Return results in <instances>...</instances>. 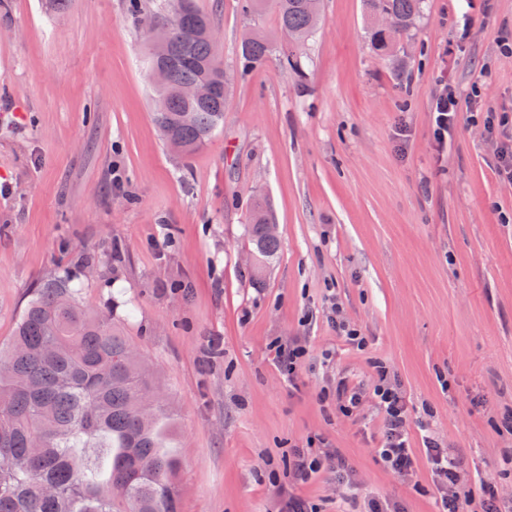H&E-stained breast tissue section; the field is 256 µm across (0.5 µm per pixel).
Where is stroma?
I'll use <instances>...</instances> for the list:
<instances>
[{
  "label": "stroma",
  "mask_w": 512,
  "mask_h": 512,
  "mask_svg": "<svg viewBox=\"0 0 512 512\" xmlns=\"http://www.w3.org/2000/svg\"><path fill=\"white\" fill-rule=\"evenodd\" d=\"M163 0H0V342L66 277L113 307L177 416L182 512H440L423 444L460 459L468 512L512 500V0H426L393 53L363 0H323L289 69L273 0H196L236 69L244 31L274 49L235 76L224 125L190 158L153 121L145 17ZM459 100L437 149L432 107ZM121 188L112 185L113 175ZM279 252L257 264L249 204ZM302 346L284 373L273 341ZM363 388L356 408L339 380ZM396 389L414 456L379 457L374 391ZM337 449L349 475L288 476ZM376 24L380 27L390 28V20L385 15H378L376 17ZM377 25L369 23L368 36L371 43L381 51L383 54H387L394 49L396 41H389L385 37V32Z\"/></svg>",
  "instance_id": "1"
}]
</instances>
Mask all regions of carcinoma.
Segmentation results:
<instances>
[{
    "label": "carcinoma",
    "mask_w": 512,
    "mask_h": 512,
    "mask_svg": "<svg viewBox=\"0 0 512 512\" xmlns=\"http://www.w3.org/2000/svg\"><path fill=\"white\" fill-rule=\"evenodd\" d=\"M424 0H365L367 16L387 14L408 34ZM278 27L288 40L290 69H301L293 47L316 33L320 17L303 0H275ZM170 33L165 79L155 82L154 122L161 139L181 140L189 156L224 124L231 76L207 36L214 25L194 0H165L156 15ZM193 32L185 40L182 32ZM384 54L395 42L369 24ZM272 44L253 36L239 46L238 76L261 65ZM208 81L206 100L178 90ZM268 203L254 198L248 230L259 260L272 259L279 241L267 229ZM124 336L113 309H87L79 289L52 279L35 289L14 336L0 344V512H179L174 478L183 465L174 415L156 390L157 377Z\"/></svg>",
    "instance_id": "carcinoma-1"
}]
</instances>
